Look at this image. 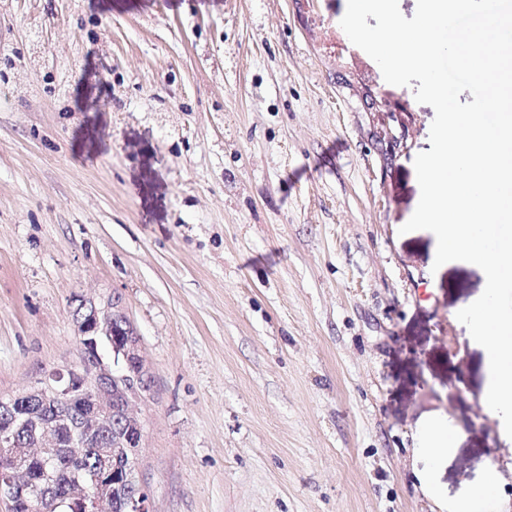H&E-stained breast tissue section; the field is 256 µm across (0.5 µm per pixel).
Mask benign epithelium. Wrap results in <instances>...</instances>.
I'll return each instance as SVG.
<instances>
[{"label":"benign epithelium","mask_w":512,"mask_h":512,"mask_svg":"<svg viewBox=\"0 0 512 512\" xmlns=\"http://www.w3.org/2000/svg\"><path fill=\"white\" fill-rule=\"evenodd\" d=\"M76 320L81 361L57 367L45 374L42 378V392L50 399L60 401L78 390L92 404L93 411L71 427L73 447L83 449L91 439L111 427L112 401L104 390L112 382V365L134 364L141 372L145 371V367L135 343L121 352V358L112 357V347L106 342V337L112 335V317L104 305L94 303L86 307L85 312L76 315ZM30 395L31 391L26 390L0 405L10 414L11 423L26 430L27 438L33 441L34 447L49 456L52 449V425L44 421L40 411L26 410L17 405V401ZM125 441V436L114 433L106 446L96 449L101 468L111 465L112 449L122 447ZM25 453L27 449L23 448L19 453L0 456V501L5 504L6 512H11L15 496L24 491L30 494V510H42V505L38 504L40 497L34 495L35 486L24 478L21 455ZM71 497L79 500L86 512H112L111 492L104 485L78 480L73 485Z\"/></svg>","instance_id":"7a95c632"}]
</instances>
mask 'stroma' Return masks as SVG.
<instances>
[{
	"label": "stroma",
	"mask_w": 512,
	"mask_h": 512,
	"mask_svg": "<svg viewBox=\"0 0 512 512\" xmlns=\"http://www.w3.org/2000/svg\"><path fill=\"white\" fill-rule=\"evenodd\" d=\"M346 7L0 0V395L76 360L77 309L117 299L154 512H452L492 470L512 512L456 317L483 277L401 231L434 110ZM432 420L458 433L436 461Z\"/></svg>",
	"instance_id": "stroma-1"
}]
</instances>
